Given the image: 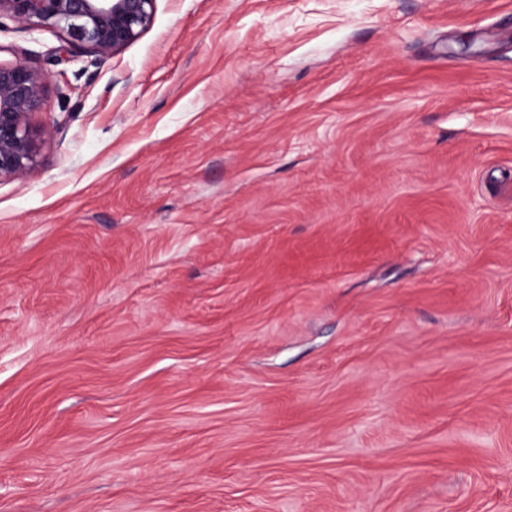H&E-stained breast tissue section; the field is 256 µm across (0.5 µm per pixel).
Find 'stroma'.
<instances>
[{"label":"stroma","instance_id":"stroma-1","mask_svg":"<svg viewBox=\"0 0 512 512\" xmlns=\"http://www.w3.org/2000/svg\"><path fill=\"white\" fill-rule=\"evenodd\" d=\"M0 183V512H512V0H156Z\"/></svg>","mask_w":512,"mask_h":512}]
</instances>
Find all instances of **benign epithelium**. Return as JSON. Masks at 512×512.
Listing matches in <instances>:
<instances>
[{
	"label": "benign epithelium",
	"instance_id": "benign-epithelium-1",
	"mask_svg": "<svg viewBox=\"0 0 512 512\" xmlns=\"http://www.w3.org/2000/svg\"><path fill=\"white\" fill-rule=\"evenodd\" d=\"M156 0H0L5 17L29 31L51 30L96 63L122 52L150 29ZM46 100V75L18 58L0 62V182L26 178L38 165V143L53 128H35Z\"/></svg>",
	"mask_w": 512,
	"mask_h": 512
}]
</instances>
